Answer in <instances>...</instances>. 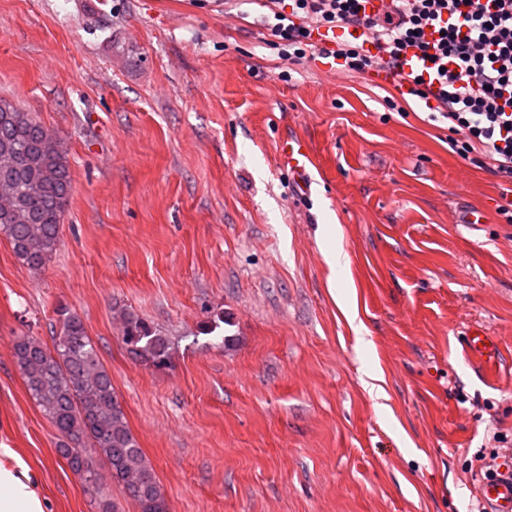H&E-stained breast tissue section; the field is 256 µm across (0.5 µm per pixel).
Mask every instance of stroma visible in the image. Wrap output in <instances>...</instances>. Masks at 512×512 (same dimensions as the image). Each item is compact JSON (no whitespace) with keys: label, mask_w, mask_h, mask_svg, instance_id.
<instances>
[{"label":"stroma","mask_w":512,"mask_h":512,"mask_svg":"<svg viewBox=\"0 0 512 512\" xmlns=\"http://www.w3.org/2000/svg\"><path fill=\"white\" fill-rule=\"evenodd\" d=\"M262 0H0V97L64 143L56 253L0 237V448L46 512H98L12 356L84 321L170 512H479L512 448V223L417 98L323 58L286 70ZM310 143L311 186L279 166ZM480 208L482 224L462 223ZM341 250L338 269L324 257ZM163 330L132 358L119 311ZM224 315L227 344L202 331ZM491 336L497 375L465 342ZM379 377L381 394L364 385ZM278 159L282 166L305 175L306 164L312 159L310 146L303 139L288 137L280 143ZM120 320L121 339L130 355L157 369L168 366L171 344L161 329L127 311L120 312Z\"/></svg>","instance_id":"1"}]
</instances>
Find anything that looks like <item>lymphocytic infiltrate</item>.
<instances>
[{"instance_id":"f902f5d3","label":"lymphocytic infiltrate","mask_w":512,"mask_h":512,"mask_svg":"<svg viewBox=\"0 0 512 512\" xmlns=\"http://www.w3.org/2000/svg\"><path fill=\"white\" fill-rule=\"evenodd\" d=\"M264 0L267 29L281 60H339L348 72L388 71L407 93L430 103L448 126V147L503 185L499 215L512 223V0ZM361 31L349 40V28ZM415 52L435 66L431 78L407 74Z\"/></svg>"}]
</instances>
